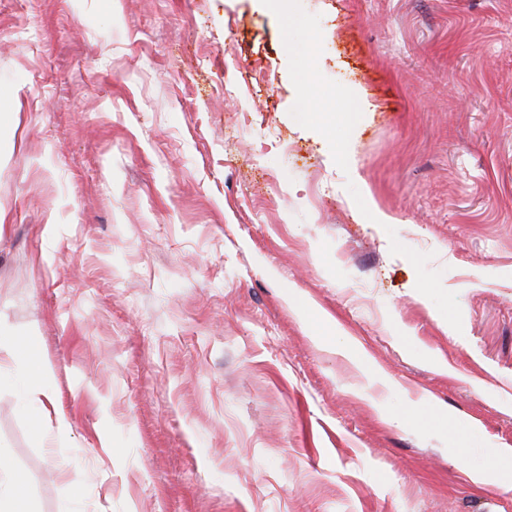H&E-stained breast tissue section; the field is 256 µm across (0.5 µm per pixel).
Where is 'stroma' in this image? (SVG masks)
<instances>
[{
	"label": "stroma",
	"mask_w": 512,
	"mask_h": 512,
	"mask_svg": "<svg viewBox=\"0 0 512 512\" xmlns=\"http://www.w3.org/2000/svg\"><path fill=\"white\" fill-rule=\"evenodd\" d=\"M0 336L33 512H512V0H0ZM34 337H10L0 339V361L9 360L23 362L27 367V378L30 382L37 383L46 373L45 364L39 363L36 356V345Z\"/></svg>",
	"instance_id": "stroma-1"
}]
</instances>
